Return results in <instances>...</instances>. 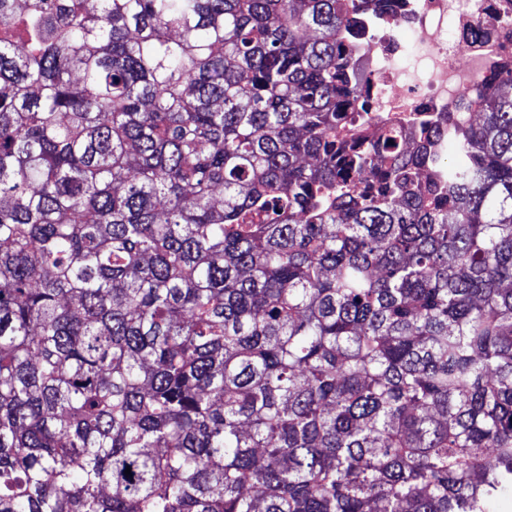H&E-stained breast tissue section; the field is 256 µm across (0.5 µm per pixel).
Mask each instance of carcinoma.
<instances>
[{"instance_id": "1", "label": "carcinoma", "mask_w": 512, "mask_h": 512, "mask_svg": "<svg viewBox=\"0 0 512 512\" xmlns=\"http://www.w3.org/2000/svg\"><path fill=\"white\" fill-rule=\"evenodd\" d=\"M387 8L0 0V512L512 492V67L379 126Z\"/></svg>"}]
</instances>
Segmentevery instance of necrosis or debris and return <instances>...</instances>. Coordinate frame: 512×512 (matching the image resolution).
Masks as SVG:
<instances>
[{"mask_svg":"<svg viewBox=\"0 0 512 512\" xmlns=\"http://www.w3.org/2000/svg\"><path fill=\"white\" fill-rule=\"evenodd\" d=\"M358 60L380 122L471 111L512 63V0H397L368 23Z\"/></svg>","mask_w":512,"mask_h":512,"instance_id":"necrosis-or-debris-1","label":"necrosis or debris"}]
</instances>
